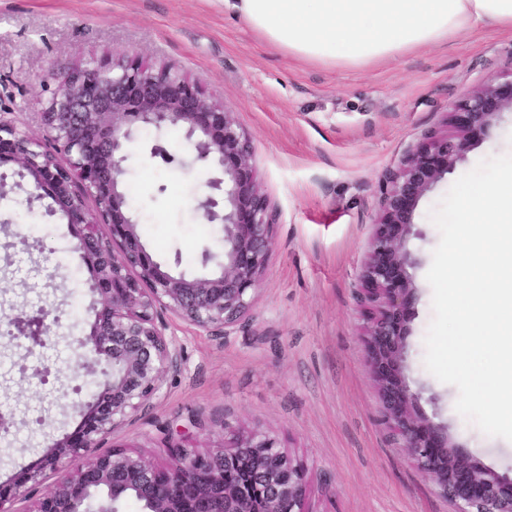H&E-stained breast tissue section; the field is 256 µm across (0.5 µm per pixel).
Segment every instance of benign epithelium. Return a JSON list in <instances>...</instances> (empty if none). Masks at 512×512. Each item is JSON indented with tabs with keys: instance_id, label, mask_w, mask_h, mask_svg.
Wrapping results in <instances>:
<instances>
[{
	"instance_id": "7a95c632",
	"label": "benign epithelium",
	"mask_w": 512,
	"mask_h": 512,
	"mask_svg": "<svg viewBox=\"0 0 512 512\" xmlns=\"http://www.w3.org/2000/svg\"><path fill=\"white\" fill-rule=\"evenodd\" d=\"M47 76L56 88L41 113L56 152L0 122V165L12 163L45 191L68 223L81 228L82 261L92 269L104 300L90 333L76 338L102 366V390L82 405L77 431L50 437L40 461L0 483V512L39 493L35 512H119L133 502L139 512H310L303 470L266 433L237 432L215 452L168 449L163 465L122 448L100 452L102 441L163 394L166 373L176 369L182 347L165 334L157 309L223 334L254 303L272 250L275 215L254 162V149L235 113L206 95L174 68L137 58L77 64ZM512 109V71L466 91L450 129L431 131L380 182V213L364 262L362 336L385 423L403 440L420 473L457 505L456 512H512V478L500 476L456 447L442 429L415 409L417 397L403 373L404 336L415 286L408 241L419 200L487 130ZM176 124L194 149V161L210 172L209 192L197 204L201 217L221 224L223 259L201 255L204 271L188 276L164 267L141 242L128 210L121 176L131 144L143 127ZM97 207L92 216L81 193ZM110 228L105 236L100 224ZM23 308L0 310V325L28 331V353L52 335L48 317ZM84 463L67 470L68 462ZM54 483L42 488L47 474Z\"/></svg>"
}]
</instances>
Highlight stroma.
<instances>
[{
  "instance_id": "35a3bbf8",
  "label": "stroma",
  "mask_w": 512,
  "mask_h": 512,
  "mask_svg": "<svg viewBox=\"0 0 512 512\" xmlns=\"http://www.w3.org/2000/svg\"><path fill=\"white\" fill-rule=\"evenodd\" d=\"M133 57L170 64L234 110L276 222L255 305L229 334L162 311L181 364L167 373L164 397L108 445L162 461L173 446L205 451L259 430L303 467L311 512H455L383 421L361 336L360 277L381 174L441 128L465 91L512 71V33L486 27L379 67L300 65L225 13L222 0H0V120L53 150L40 117L54 89L47 69ZM159 139L174 162L151 155ZM508 139L510 111L418 203L404 374L420 413L475 461L512 477V442L462 417L457 389L424 364L433 317L426 273L440 240L429 212L460 176L504 154ZM132 153L124 185L143 244L160 262L199 273L203 249L219 247L217 225L196 209L207 171L179 129L140 130ZM32 190L26 179L0 198V308L57 303L60 321L36 355L0 337V411L13 416L0 437V482L36 463L49 433L77 430L80 405L101 383L99 366L73 344L101 305L79 230ZM57 267L65 280L52 278ZM39 363L45 381L26 379Z\"/></svg>"
}]
</instances>
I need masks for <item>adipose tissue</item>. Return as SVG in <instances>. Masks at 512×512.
<instances>
[{"label": "adipose tissue", "instance_id": "obj_1", "mask_svg": "<svg viewBox=\"0 0 512 512\" xmlns=\"http://www.w3.org/2000/svg\"><path fill=\"white\" fill-rule=\"evenodd\" d=\"M302 61L361 67L467 35L512 30V0H223Z\"/></svg>", "mask_w": 512, "mask_h": 512}]
</instances>
